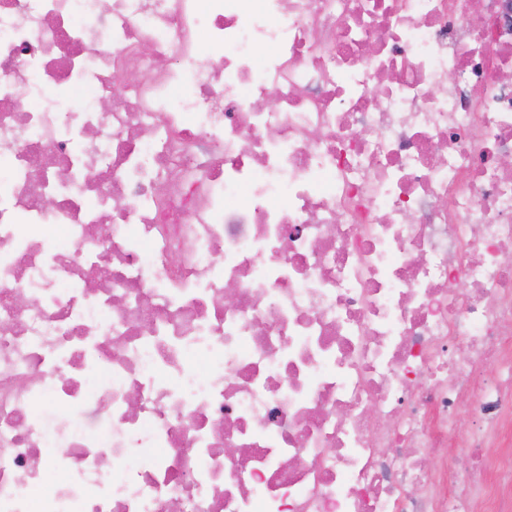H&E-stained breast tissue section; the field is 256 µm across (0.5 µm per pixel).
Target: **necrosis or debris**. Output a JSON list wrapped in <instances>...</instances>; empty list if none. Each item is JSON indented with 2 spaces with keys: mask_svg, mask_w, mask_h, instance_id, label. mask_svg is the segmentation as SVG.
<instances>
[{
  "mask_svg": "<svg viewBox=\"0 0 512 512\" xmlns=\"http://www.w3.org/2000/svg\"><path fill=\"white\" fill-rule=\"evenodd\" d=\"M507 156L512 0H0V512H512Z\"/></svg>",
  "mask_w": 512,
  "mask_h": 512,
  "instance_id": "obj_1",
  "label": "necrosis or debris"
}]
</instances>
